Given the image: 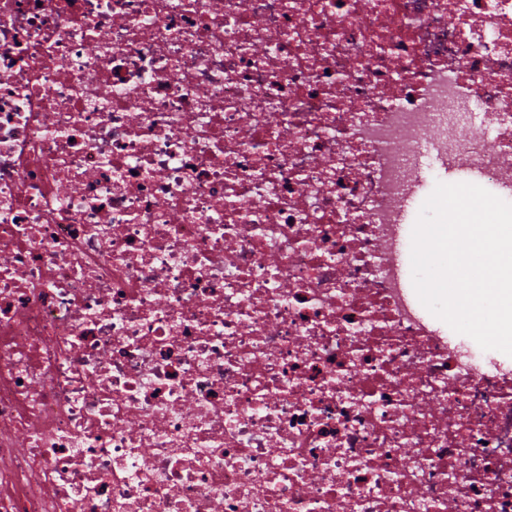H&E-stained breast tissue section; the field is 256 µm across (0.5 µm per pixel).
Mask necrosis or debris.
Here are the masks:
<instances>
[{"label": "necrosis or debris", "instance_id": "necrosis-or-debris-1", "mask_svg": "<svg viewBox=\"0 0 512 512\" xmlns=\"http://www.w3.org/2000/svg\"><path fill=\"white\" fill-rule=\"evenodd\" d=\"M430 132L506 178L512 0H0V512H512Z\"/></svg>", "mask_w": 512, "mask_h": 512}]
</instances>
